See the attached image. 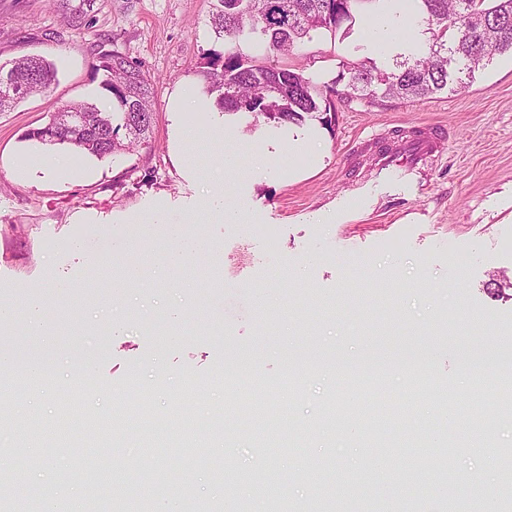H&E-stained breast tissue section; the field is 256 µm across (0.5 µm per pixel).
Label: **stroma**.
<instances>
[{
    "label": "stroma",
    "mask_w": 512,
    "mask_h": 512,
    "mask_svg": "<svg viewBox=\"0 0 512 512\" xmlns=\"http://www.w3.org/2000/svg\"><path fill=\"white\" fill-rule=\"evenodd\" d=\"M212 0H0V63L43 55L57 68L45 94L0 112V304L19 312L44 305L43 335L0 324L12 343V369L0 375V405L13 418L54 422L84 356H91L87 389L76 417L110 414L112 455L94 445L55 448L28 433L0 434V470L15 451L38 458L18 472L23 491L52 490L67 512H85L77 480L60 473L91 466L102 473L97 493L112 512L116 492L142 493L156 482L169 499L190 489L220 512H263L266 489L307 507L331 485L339 512H485L483 498L460 481L483 475L500 488L498 466L512 449V414H500L512 374L494 369L469 379L463 355L499 352L512 361V293L497 292L493 274L512 277V56H495L464 89L423 101L356 99L336 105L331 125L306 119L277 124L247 112H171L169 98L184 87L204 93V56L223 50L211 23ZM373 17L360 14L337 33L312 34L288 57L290 69L317 87L331 85L343 64L372 59L379 68L420 54L425 23L397 32L383 47L368 38ZM119 51L141 63L152 84V128L134 151L85 156L90 176L17 179V161L60 145L26 140L62 105L102 104L97 53ZM440 131L432 164L420 174L377 181L373 140L398 143V132ZM225 198L237 215L227 224L209 208ZM201 241L178 268L152 266L167 226ZM276 228V249L251 227ZM112 239V260L93 261L101 236ZM148 261L141 287L116 288L129 255ZM68 286L58 293L56 283ZM110 316L108 337L99 323ZM254 355L257 374L230 375L238 349ZM426 372L378 375L332 370L310 374L325 360L356 366L372 357L414 360ZM301 381L285 413L296 445L255 464L258 436L251 421L227 414L250 400L252 388H283L285 359ZM477 396L487 416L448 411V397ZM380 422L382 456L354 442L353 426L325 414L330 400ZM148 403L160 428L154 447L129 419L134 402ZM411 404L407 419L383 424V402ZM449 424H442L443 415ZM462 444L452 468L441 464L448 431ZM422 440L420 464L411 443ZM224 461L216 476L212 459Z\"/></svg>",
    "instance_id": "obj_1"
}]
</instances>
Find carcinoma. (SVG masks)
<instances>
[{"mask_svg": "<svg viewBox=\"0 0 512 512\" xmlns=\"http://www.w3.org/2000/svg\"><path fill=\"white\" fill-rule=\"evenodd\" d=\"M387 0H216L211 24L224 40V51L206 55L202 71L209 94H217L226 112H248L277 123H301L318 118L329 124L336 111L334 97L376 99L380 96L418 101L450 85L464 87L462 76H472L496 55L512 54V0H413L429 34L426 52L404 59L389 70L362 61L345 66L335 85L320 91L300 72L240 52V44L266 43L287 54L311 33L335 32L357 12L379 14ZM95 72L112 100V111L86 102H73L50 115L26 139L42 144L70 145L103 158L129 151L147 139L151 123V83L141 65L112 51L99 55ZM0 112L20 100L45 93L55 80L52 64L38 54L25 53L0 64ZM343 85V90L336 89ZM83 117L89 130L71 131L72 118ZM295 387L266 402L260 417L268 422L283 419L284 400ZM72 405L67 404L54 432L45 441L57 447L72 445ZM28 502L17 491L13 478L0 476V512H24Z\"/></svg>", "mask_w": 512, "mask_h": 512, "instance_id": "1", "label": "carcinoma"}]
</instances>
